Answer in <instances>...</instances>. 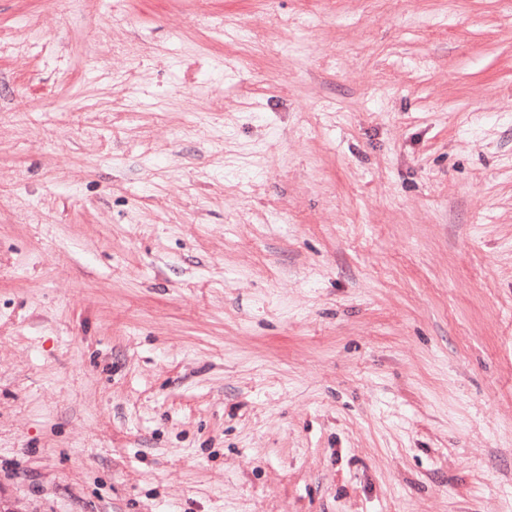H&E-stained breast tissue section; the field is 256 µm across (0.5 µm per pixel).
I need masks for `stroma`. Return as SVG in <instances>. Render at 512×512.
I'll use <instances>...</instances> for the list:
<instances>
[{"instance_id": "obj_1", "label": "stroma", "mask_w": 512, "mask_h": 512, "mask_svg": "<svg viewBox=\"0 0 512 512\" xmlns=\"http://www.w3.org/2000/svg\"><path fill=\"white\" fill-rule=\"evenodd\" d=\"M0 507L512 512V0H0Z\"/></svg>"}]
</instances>
